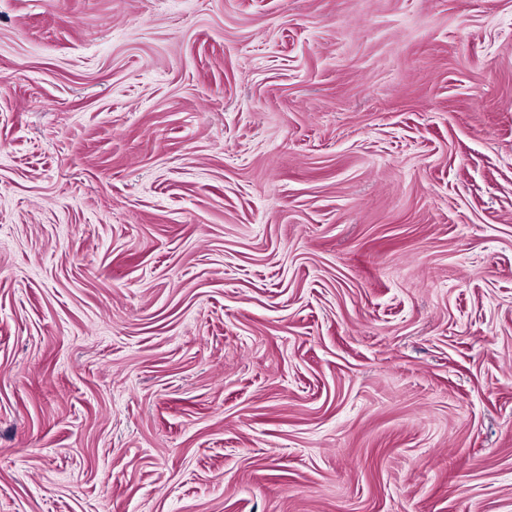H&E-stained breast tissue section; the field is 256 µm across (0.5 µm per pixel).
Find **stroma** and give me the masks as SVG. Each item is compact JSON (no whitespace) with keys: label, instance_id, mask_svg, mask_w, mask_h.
Instances as JSON below:
<instances>
[{"label":"stroma","instance_id":"obj_1","mask_svg":"<svg viewBox=\"0 0 512 512\" xmlns=\"http://www.w3.org/2000/svg\"><path fill=\"white\" fill-rule=\"evenodd\" d=\"M0 512H512V0H0Z\"/></svg>","mask_w":512,"mask_h":512}]
</instances>
